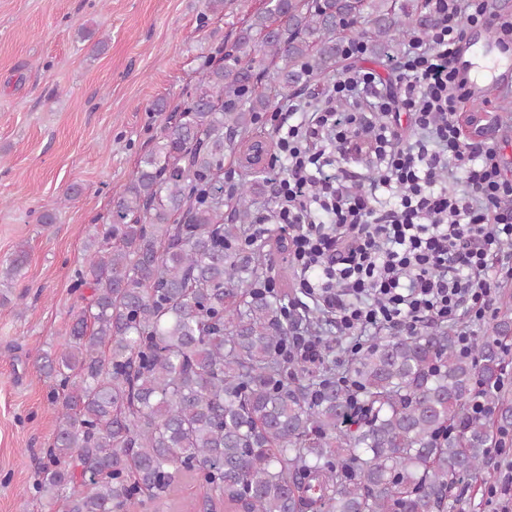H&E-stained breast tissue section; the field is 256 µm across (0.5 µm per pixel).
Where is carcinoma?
Instances as JSON below:
<instances>
[{
    "label": "carcinoma",
    "mask_w": 512,
    "mask_h": 512,
    "mask_svg": "<svg viewBox=\"0 0 512 512\" xmlns=\"http://www.w3.org/2000/svg\"><path fill=\"white\" fill-rule=\"evenodd\" d=\"M439 21L428 0H264L232 52L211 59L187 103L117 194L110 223L86 246L79 285L91 296L67 345L38 354L62 394L60 424L36 472L47 512H164L185 481L201 512H455L479 481L512 404V313L459 349L453 327L378 337L338 373L310 377L288 353L319 320L288 318L258 287L249 231L252 180L224 213V154L260 171L247 136L270 95L338 63L346 36L370 29L381 52ZM19 249L0 275H20ZM482 400L484 411L472 410Z\"/></svg>",
    "instance_id": "cac0c4a2"
}]
</instances>
